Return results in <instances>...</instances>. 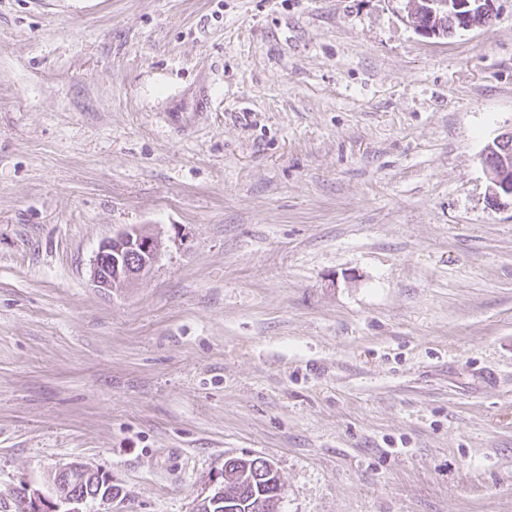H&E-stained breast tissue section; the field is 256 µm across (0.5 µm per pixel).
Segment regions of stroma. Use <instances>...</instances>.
<instances>
[{
    "instance_id": "1",
    "label": "stroma",
    "mask_w": 512,
    "mask_h": 512,
    "mask_svg": "<svg viewBox=\"0 0 512 512\" xmlns=\"http://www.w3.org/2000/svg\"><path fill=\"white\" fill-rule=\"evenodd\" d=\"M510 131L512 0H0V498L195 512L249 455L281 512H512ZM132 226L159 262L95 288ZM453 1L454 4L449 0H404L405 22L421 35L441 38L448 35L445 24L448 7H453L454 10H470L460 17L463 23L459 27L466 30L487 26V21L494 12L492 0ZM502 163L495 167H489L495 162L494 154L492 157L489 154L484 156L485 169L490 179V191L493 199H498L500 196L506 195L512 198V160L505 156H501ZM488 165V166H487ZM101 474L81 463L67 464L49 476L53 498L45 497L39 490L26 489L21 497L22 512H83L80 506L85 505V498L79 497L78 493H69L68 489L63 490L60 484L63 479L69 480L71 477L94 480ZM73 489L78 491L80 496H85L87 502H93L95 498L111 493L112 479L106 474L101 479L97 478L94 482L86 481V483L75 484Z\"/></svg>"
}]
</instances>
